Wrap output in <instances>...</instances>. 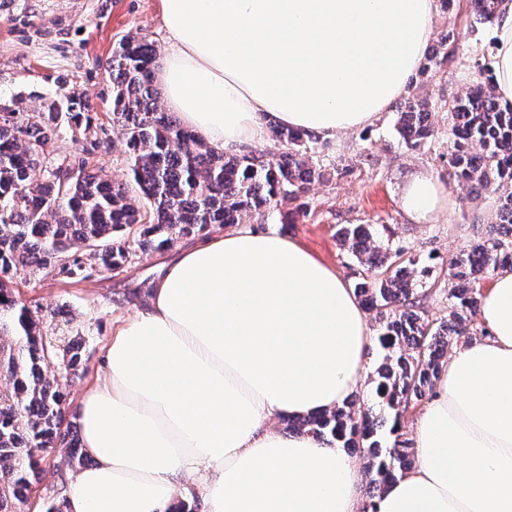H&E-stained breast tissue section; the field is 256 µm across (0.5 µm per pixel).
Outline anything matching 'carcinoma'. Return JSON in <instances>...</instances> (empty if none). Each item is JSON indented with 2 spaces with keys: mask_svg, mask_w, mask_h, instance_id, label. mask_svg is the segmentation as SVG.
<instances>
[{
  "mask_svg": "<svg viewBox=\"0 0 512 512\" xmlns=\"http://www.w3.org/2000/svg\"><path fill=\"white\" fill-rule=\"evenodd\" d=\"M503 2L471 0L476 20L493 21ZM454 42V31H445L422 71L443 69ZM156 55L152 43L132 34L105 65L112 127L124 149L123 182L90 166L105 128L81 99L65 95L46 112L0 106V512H26L56 446L68 448L70 467L87 462L76 423L66 418V384L45 370L58 358L67 372L82 368V342L59 345L10 287L11 271L34 267L88 279L139 251L164 250L215 225L266 221L312 183L331 177L315 156L313 137L300 130L272 125L282 146L272 158L262 150L228 154L197 139L159 104ZM435 112L425 97L401 103L397 126L405 143L417 146L434 136ZM448 114V177L499 196L495 223L449 262L448 315L433 318L417 304V269L403 248L383 243L372 224L341 226L339 243L363 267L354 292L378 321L381 361L368 376L377 413L359 414L346 402L288 423L365 450L372 491L362 512H375L376 496L414 466L402 419L432 393L448 347L477 333L474 284L512 269V104L501 102L490 68L481 66L479 79L448 103ZM66 132L80 135L81 152L60 159L55 146ZM39 167L46 174L35 179Z\"/></svg>",
  "mask_w": 512,
  "mask_h": 512,
  "instance_id": "carcinoma-1",
  "label": "carcinoma"
}]
</instances>
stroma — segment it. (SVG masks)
<instances>
[{"label": "stroma", "mask_w": 512, "mask_h": 512, "mask_svg": "<svg viewBox=\"0 0 512 512\" xmlns=\"http://www.w3.org/2000/svg\"><path fill=\"white\" fill-rule=\"evenodd\" d=\"M455 27L459 38L453 60L438 74L415 73L408 93H422L436 103L462 95L477 80L478 68L490 64L493 27L470 26L465 0L455 14L436 15V29ZM137 34L165 48L161 0H0V102L22 99L39 109L60 97L54 78H67L65 91L86 97L92 111L111 125L107 112L109 82L104 66L119 41ZM396 111L379 113L364 127L319 139L317 150L332 176L311 186L308 207L295 224L249 219L247 227L272 231L296 241L318 260L354 282L357 260L340 246L342 224H377L390 229L393 242L429 271L421 301L429 316L448 312V262L477 238L480 225L494 221L496 195H475L448 178V118L436 112L435 136L420 146L407 145L397 131ZM439 179L448 201L425 222L404 211L402 196L415 177ZM174 248L140 253L101 277L66 279L30 268L13 274L20 299L44 311V324L58 336L82 338L86 369L70 382L68 411L76 413L82 390L103 372L104 346L118 320L131 316L146 301L151 283ZM65 306L68 314L47 312Z\"/></svg>", "instance_id": "1"}]
</instances>
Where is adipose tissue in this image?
I'll list each match as a JSON object with an SVG mask.
<instances>
[{"label":"adipose tissue","mask_w":512,"mask_h":512,"mask_svg":"<svg viewBox=\"0 0 512 512\" xmlns=\"http://www.w3.org/2000/svg\"><path fill=\"white\" fill-rule=\"evenodd\" d=\"M167 107L205 143L264 142L268 118L333 137L403 95L434 36L436 0H161ZM492 81L512 103V5L493 22ZM443 189L414 178L425 221ZM485 337L460 344L416 425V464L376 512H512V271L480 295ZM371 345L352 288L294 240L237 229L164 264L115 328L83 391L91 462L68 512H169L202 479L205 512H359L362 474L338 445L271 422L341 406Z\"/></svg>","instance_id":"1"}]
</instances>
